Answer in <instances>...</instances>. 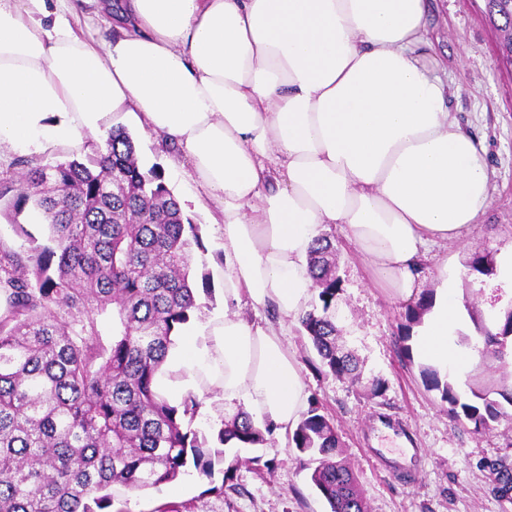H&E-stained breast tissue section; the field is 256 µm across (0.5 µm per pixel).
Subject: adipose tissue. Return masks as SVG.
<instances>
[{"instance_id":"adipose-tissue-1","label":"adipose tissue","mask_w":512,"mask_h":512,"mask_svg":"<svg viewBox=\"0 0 512 512\" xmlns=\"http://www.w3.org/2000/svg\"><path fill=\"white\" fill-rule=\"evenodd\" d=\"M427 0H123L116 39L89 36L71 0H0V150L105 148L119 114L174 146L224 237V309L173 336L169 399L219 391L284 434L302 419L301 366L281 322L312 297L309 252L345 229L379 282L409 299L432 246L490 204L482 141L464 131L426 37ZM465 315L441 278L420 358L467 370Z\"/></svg>"}]
</instances>
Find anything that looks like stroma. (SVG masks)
Here are the masks:
<instances>
[{"instance_id": "1", "label": "stroma", "mask_w": 512, "mask_h": 512, "mask_svg": "<svg viewBox=\"0 0 512 512\" xmlns=\"http://www.w3.org/2000/svg\"><path fill=\"white\" fill-rule=\"evenodd\" d=\"M427 22L442 61L439 74L456 90L453 110L487 149L491 197L463 241L430 249L420 263L419 281L422 292L433 293L440 267H447L466 316L457 342L477 360L450 384L461 402L478 407L498 402L504 415L479 432L472 421L449 419L440 392L427 390L422 382V360L408 361L401 354L398 337L406 301L376 284L373 269L339 226L324 228L343 282L336 299L339 345L358 358L365 377L382 379V394H365L347 379L316 371L317 355L298 322L289 323L283 341L300 362L308 396L336 428L368 512H512V498L499 497L487 479L490 463L512 467V405L502 403L499 395L502 387H512V354L501 358L486 352L476 330L477 321L512 311V285L497 273L469 268L474 256L497 262L512 253V67L497 62L500 34L488 20L486 0H430ZM122 125L141 165L163 171L184 214L200 226L203 246L193 249L190 265L193 274L210 275L211 293L201 297L195 313L196 320H204L224 302L217 274L224 265V241L214 223L216 212L176 164L172 148L133 119ZM255 456L268 463V470H256ZM225 458L238 462L234 490L215 493L222 472L209 479L193 471L180 478L176 493L164 486L137 494L114 487L115 512H154L165 503L188 512H330L287 436L275 433L253 448L226 449Z\"/></svg>"}]
</instances>
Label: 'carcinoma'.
<instances>
[{"instance_id":"1","label":"carcinoma","mask_w":512,"mask_h":512,"mask_svg":"<svg viewBox=\"0 0 512 512\" xmlns=\"http://www.w3.org/2000/svg\"><path fill=\"white\" fill-rule=\"evenodd\" d=\"M488 14L512 28V0H487ZM18 178H0V512H112V487L127 491L176 482L193 467L212 478L224 446H257L274 427L240 411L224 422L217 445L185 426L200 408L189 393L174 404L156 376L178 326L200 308L190 252L202 247L159 167L140 168L136 146L115 126L106 152L44 164L17 160ZM47 223L40 242L17 217ZM334 246L321 235L309 264L321 309L299 317L316 351L317 371L376 395L355 355L337 345L330 314L342 281ZM432 296L405 310V329L421 323ZM485 346L512 335V312L497 327H477ZM429 390L448 415L485 428L503 415L494 402H460L429 367ZM289 445L312 465L310 482L331 512H367L354 473L341 456L330 419L310 404ZM494 489L512 496V469L488 466Z\"/></svg>"}]
</instances>
